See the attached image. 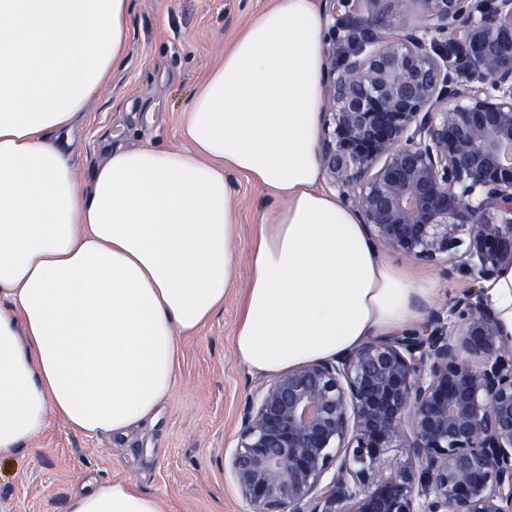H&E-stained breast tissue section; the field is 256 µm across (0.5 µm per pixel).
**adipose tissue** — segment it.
Listing matches in <instances>:
<instances>
[{
  "mask_svg": "<svg viewBox=\"0 0 512 512\" xmlns=\"http://www.w3.org/2000/svg\"><path fill=\"white\" fill-rule=\"evenodd\" d=\"M131 0H0V459L63 418L87 436L154 420L179 338L233 286L228 172L269 201L234 335L247 370L332 360L422 322L429 278L390 263L320 190L328 68L317 0H271L182 112L188 146L109 149L91 178L66 135L126 51ZM70 512H163L134 482Z\"/></svg>",
  "mask_w": 512,
  "mask_h": 512,
  "instance_id": "obj_1",
  "label": "adipose tissue"
}]
</instances>
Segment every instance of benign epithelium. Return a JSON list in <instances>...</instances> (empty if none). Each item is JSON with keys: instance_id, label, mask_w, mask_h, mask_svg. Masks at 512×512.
Listing matches in <instances>:
<instances>
[{"instance_id": "7a95c632", "label": "benign epithelium", "mask_w": 512, "mask_h": 512, "mask_svg": "<svg viewBox=\"0 0 512 512\" xmlns=\"http://www.w3.org/2000/svg\"><path fill=\"white\" fill-rule=\"evenodd\" d=\"M336 0L319 155L378 241L512 266V0ZM336 475L323 482L326 470ZM229 469L252 512H512V335L478 295L274 378Z\"/></svg>"}]
</instances>
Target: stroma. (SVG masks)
<instances>
[{
	"label": "stroma",
	"instance_id": "obj_1",
	"mask_svg": "<svg viewBox=\"0 0 512 512\" xmlns=\"http://www.w3.org/2000/svg\"><path fill=\"white\" fill-rule=\"evenodd\" d=\"M269 0H132L127 49L86 105L84 123L69 134L73 163L84 174L106 158L107 144L149 142L181 149L182 109L230 48L237 32ZM237 224L234 286L224 307L199 331L181 337L180 379L154 422L122 436L89 437L50 416L44 433L12 459L0 460V512H67L90 482L132 480L160 498L166 512H250L226 462L237 444L248 401L269 383L248 371L234 351V329L250 277V256L265 196L229 173ZM392 264L431 276L427 310H443L477 288L466 270L444 276L439 265L391 248Z\"/></svg>",
	"mask_w": 512,
	"mask_h": 512
}]
</instances>
